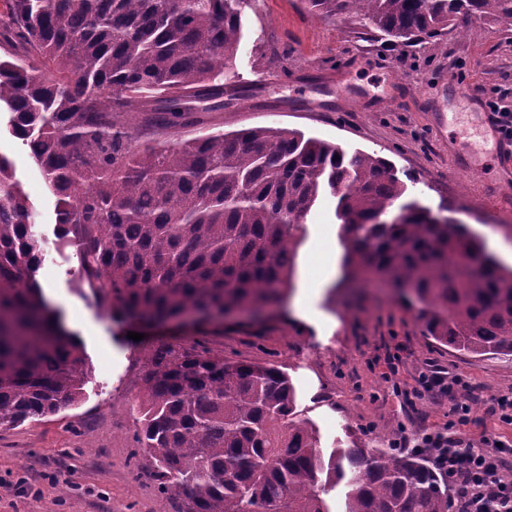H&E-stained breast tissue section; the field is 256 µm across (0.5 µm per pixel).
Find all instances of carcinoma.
Returning <instances> with one entry per match:
<instances>
[{
	"mask_svg": "<svg viewBox=\"0 0 512 512\" xmlns=\"http://www.w3.org/2000/svg\"><path fill=\"white\" fill-rule=\"evenodd\" d=\"M248 0H0V110L57 197V235L118 322L259 318L282 300L290 239L320 194L337 198L343 283L425 306L423 335L463 354L512 356V269L453 218L403 201L375 154L347 155L294 130L255 127L165 139L221 112ZM405 43L460 14L512 30V0H306ZM160 139L141 146L132 115ZM32 207L0 155V427L81 401L84 351L35 279ZM135 441L181 512H449L448 475L370 448L324 457L283 370L234 362L198 340L161 342L140 373Z\"/></svg>",
	"mask_w": 512,
	"mask_h": 512,
	"instance_id": "cac0c4a2",
	"label": "carcinoma"
}]
</instances>
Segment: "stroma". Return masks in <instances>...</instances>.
I'll list each match as a JSON object with an SVG mask.
<instances>
[{"label":"stroma","mask_w":512,"mask_h":512,"mask_svg":"<svg viewBox=\"0 0 512 512\" xmlns=\"http://www.w3.org/2000/svg\"><path fill=\"white\" fill-rule=\"evenodd\" d=\"M232 74L247 93L221 112L172 130L184 141L217 130H299L347 153L374 152L407 182L408 198L432 213L453 210L493 255L512 262V153H496L490 107L512 108V32L462 16L454 32L418 46L380 38L357 20L324 18L305 0H249ZM467 85L459 101L445 83ZM441 112H474L468 124L436 127ZM0 112V155L33 207L44 261L37 279L80 339L87 374L82 401L36 422L0 428V512H176L142 465L134 433L139 373L159 339L195 338L226 359L269 362L286 371L297 411L324 451L450 430L473 441L495 435L512 445V424L489 413L490 395L512 393V359L463 355L421 334L419 305L367 290L343 300L345 248L336 200L323 196L292 238L290 286L260 322H208L150 328L112 320L81 282L74 242L57 236L56 198L27 147ZM321 279L308 318L293 306L307 275ZM140 340L129 339V332ZM439 368L473 385L466 415L444 395L411 398L423 372Z\"/></svg>","instance_id":"35a3bbf8"}]
</instances>
